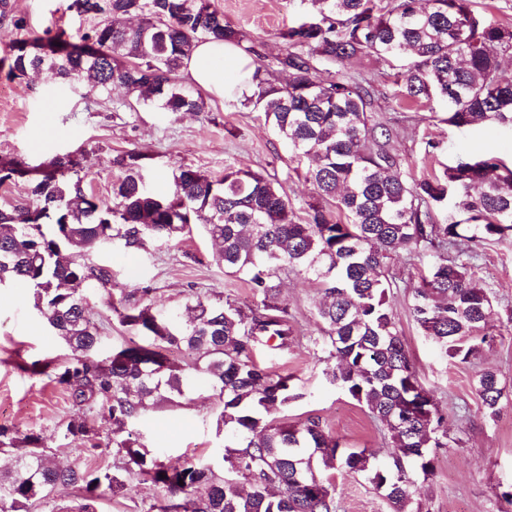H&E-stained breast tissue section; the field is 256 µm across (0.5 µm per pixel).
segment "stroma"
Here are the masks:
<instances>
[{"instance_id": "obj_1", "label": "stroma", "mask_w": 512, "mask_h": 512, "mask_svg": "<svg viewBox=\"0 0 512 512\" xmlns=\"http://www.w3.org/2000/svg\"><path fill=\"white\" fill-rule=\"evenodd\" d=\"M224 22L263 44L262 62L274 68L282 46L275 34L291 20L312 9L310 0H211ZM13 18L38 33L77 31L79 18L67 11L68 0H8ZM399 62L373 55L355 60L352 74L373 83L378 91L377 116L394 129L391 151L401 160V174L412 181L442 174L457 156L491 154L512 159V133L494 126L457 128L448 125V109L439 102L425 107L400 94ZM201 113L157 112L142 105L126 106L122 90H113L94 110H87L78 93L49 89L43 78L28 74L9 77L0 68V158L17 157L31 164L59 153H77L89 191L111 200L112 184L124 173L118 158L129 152L141 156L146 184L157 193L171 190V172L185 166L219 177L234 164L276 178L295 214L306 218L318 203L314 186L306 181L305 164L261 113L243 106L240 98L209 99ZM204 227L192 225L177 240L159 241L140 252L119 246L95 251L94 263L111 267L112 285L88 292L92 320L106 346L124 342L127 331L112 309L122 294L147 286L156 309L185 314L192 296L215 301L231 299L253 304L244 275L225 272L213 257ZM469 264L476 279L488 288L496 310L487 331L494 343L469 362L443 356L415 320L413 288L434 262L432 252L404 248L392 257L388 294L393 320L410 355L420 384L434 395L446 417L456 446L440 449L436 468L417 478L413 498L422 512H498L497 495L512 486V237L475 248ZM280 298L287 304L298 340L285 352L260 349L258 361L270 372L291 375L303 394L283 411L289 422L320 418L325 428L349 448L387 449L383 426L366 407L330 386L323 375L328 352L317 307L318 286L306 275L283 276ZM66 344L48 329L25 288H0V426L17 434L40 433L52 459L63 465L81 463L111 467L112 451L90 453L64 440L59 428L73 413L67 391L49 375H34L26 366L40 360L55 365L71 358ZM497 371L507 398L495 418H487L474 387L479 370ZM216 402L205 381H198L190 401L161 405L147 412L135 428L145 443L170 465L204 460L221 465L222 437L216 428ZM123 495L103 494L97 512H144L158 488L135 475L127 476ZM338 512H390L387 503L360 476L336 471Z\"/></svg>"}]
</instances>
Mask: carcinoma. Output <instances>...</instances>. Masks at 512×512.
Here are the masks:
<instances>
[{
	"instance_id": "1",
	"label": "carcinoma",
	"mask_w": 512,
	"mask_h": 512,
	"mask_svg": "<svg viewBox=\"0 0 512 512\" xmlns=\"http://www.w3.org/2000/svg\"><path fill=\"white\" fill-rule=\"evenodd\" d=\"M311 3L309 17L276 33L284 84L266 76L261 44L224 24L211 0H71L69 9L91 21L84 31L46 32L10 45V76L41 72L60 90L83 80L88 100L118 86L136 104L161 112L208 111L200 92L178 82L179 73L198 41L237 45L256 61L255 90L244 104L308 162L305 178L323 204L310 206L302 220L277 179L235 165L225 166L222 177L180 166L171 192L157 194L145 184L137 153L121 160L124 174L108 203L86 190L71 154L38 165L0 159V185L17 179L26 190L25 202L0 208V286L31 289L34 308L74 354L53 378L74 409L63 439L110 448L121 461L114 470L59 467L41 434L17 437L0 427V454L15 458L0 471V512H96L103 492L124 493L126 474L162 489L148 512H337L333 483L320 470L338 468L362 476L391 512H413L414 475L429 476L436 449L451 439L396 330L389 260L402 246L436 253L432 271L413 288L415 319L446 357L467 362L478 355L490 345L480 331L495 309L460 255L512 235V165L461 155L443 177L408 182L390 150L392 129L373 115V88L339 72L329 77L320 66L346 67L364 53L395 60L409 53L400 71L404 98L445 103L448 124L457 128L493 121L512 129V79L498 60L512 48V29L475 13L473 0ZM451 194L465 218L442 223L438 213ZM192 224L204 225L219 246L225 271L247 277L257 303L199 298L183 321L154 310L150 289L142 288L139 299L126 296L113 307L131 336L102 355L86 298L72 288L112 283L111 271L88 262L89 253L110 241L144 250L179 238ZM451 249L457 256H448ZM289 272L321 288L318 317L330 360L323 374L386 426V456L345 448L318 417L300 427L270 417L303 398L292 377L253 360L261 346L286 351L295 344L275 284ZM182 348L197 354L193 363L171 361L169 353ZM198 376L218 398L223 461L247 482L246 492L209 463L164 465L133 428L150 408L180 405ZM505 389L496 372L478 374L485 415L498 414ZM98 406L112 419L104 444L87 419ZM68 489L79 502L62 506L58 493Z\"/></svg>"
}]
</instances>
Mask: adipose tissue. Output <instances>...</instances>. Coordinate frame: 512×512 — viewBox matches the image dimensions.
Wrapping results in <instances>:
<instances>
[{"label": "adipose tissue", "instance_id": "ef3b65f1", "mask_svg": "<svg viewBox=\"0 0 512 512\" xmlns=\"http://www.w3.org/2000/svg\"><path fill=\"white\" fill-rule=\"evenodd\" d=\"M250 59L232 43H196L183 70L188 82L211 96L224 98L252 93Z\"/></svg>", "mask_w": 512, "mask_h": 512}]
</instances>
